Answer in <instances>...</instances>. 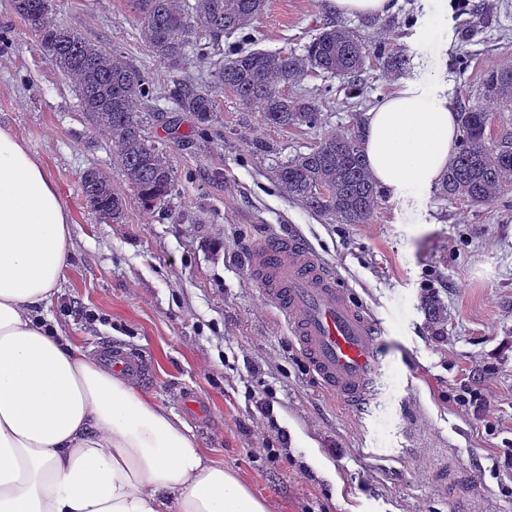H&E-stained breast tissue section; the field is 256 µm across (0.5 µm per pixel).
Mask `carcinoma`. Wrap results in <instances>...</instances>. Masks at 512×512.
<instances>
[{
  "mask_svg": "<svg viewBox=\"0 0 512 512\" xmlns=\"http://www.w3.org/2000/svg\"><path fill=\"white\" fill-rule=\"evenodd\" d=\"M147 46L161 62L180 67L190 56L205 60L220 51L226 33L244 31L263 13L266 0H130ZM12 9L35 33L40 48L56 69L75 85L79 106L91 129L112 142V163L128 187L147 208L163 205L171 195L175 171L167 153L145 135L150 113L136 105L154 99L155 85L121 53L93 42L51 16V0H12ZM374 57L389 73L401 74L406 59L384 43L369 49L341 24H327L304 46V53L234 50L213 74L214 83L234 92L246 106L261 112L276 128L312 126L320 120L312 99L292 98L280 87L296 84L308 72L319 71L347 83L348 96L362 94L361 72ZM487 96L512 104V67L492 68L485 79ZM168 98L183 112H192L200 126L209 123L216 101L211 93L186 79H176ZM461 138L448 171L436 183L443 201L464 199L489 204L512 190V130L496 137L488 133L490 113L480 102L458 112ZM361 122L331 135L307 153H299L275 170L281 189L310 210L339 224H366L382 198L362 149ZM85 198L96 200L100 223L119 224L123 198L112 189L109 174L89 168L82 173Z\"/></svg>",
  "mask_w": 512,
  "mask_h": 512,
  "instance_id": "obj_1",
  "label": "carcinoma"
}]
</instances>
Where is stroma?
<instances>
[{
  "mask_svg": "<svg viewBox=\"0 0 512 512\" xmlns=\"http://www.w3.org/2000/svg\"><path fill=\"white\" fill-rule=\"evenodd\" d=\"M52 6L59 22L119 47L155 82L211 81L210 65L190 59L173 69L156 59L129 0ZM329 22L401 51L410 77L431 79L455 106L485 100L487 70L512 66V0L463 9L397 0L383 17L339 16L329 0H267L249 38L224 35L220 49L299 52ZM0 30L13 39L0 53V128L42 162L71 214L70 257L51 306L63 336L93 357L112 345L146 358L141 387L277 512H457L443 474L464 481L468 512H512V191L479 207L430 189L388 192L369 223L339 224L275 182L278 163L346 131L398 76L367 59L363 94L351 98L341 79L307 74L284 92L315 98L321 119L288 129L213 89L218 139L199 134L170 99H154L149 136L176 182L168 205L149 210L10 0H0ZM92 166L124 198L123 223L90 211L80 175ZM296 228L387 329L391 367L364 410L319 386L246 271L245 248ZM265 393L275 401L269 416L256 404Z\"/></svg>",
  "mask_w": 512,
  "mask_h": 512,
  "instance_id": "obj_1",
  "label": "stroma"
}]
</instances>
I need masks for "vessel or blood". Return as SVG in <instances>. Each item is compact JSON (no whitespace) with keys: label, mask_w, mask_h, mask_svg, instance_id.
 <instances>
[{"label":"vessel or blood","mask_w":512,"mask_h":512,"mask_svg":"<svg viewBox=\"0 0 512 512\" xmlns=\"http://www.w3.org/2000/svg\"><path fill=\"white\" fill-rule=\"evenodd\" d=\"M248 268L322 387L348 407L367 405L386 369L383 322L359 304L300 232L264 239Z\"/></svg>","instance_id":"b4317fda"}]
</instances>
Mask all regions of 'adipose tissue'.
Returning a JSON list of instances; mask_svg holds the SVG:
<instances>
[{
  "label": "adipose tissue",
  "mask_w": 512,
  "mask_h": 512,
  "mask_svg": "<svg viewBox=\"0 0 512 512\" xmlns=\"http://www.w3.org/2000/svg\"><path fill=\"white\" fill-rule=\"evenodd\" d=\"M377 183L431 186L458 146L456 111L401 81L363 113ZM50 174L0 128V512H275L135 379L80 352L47 309L71 248Z\"/></svg>",
  "instance_id": "obj_1"
}]
</instances>
